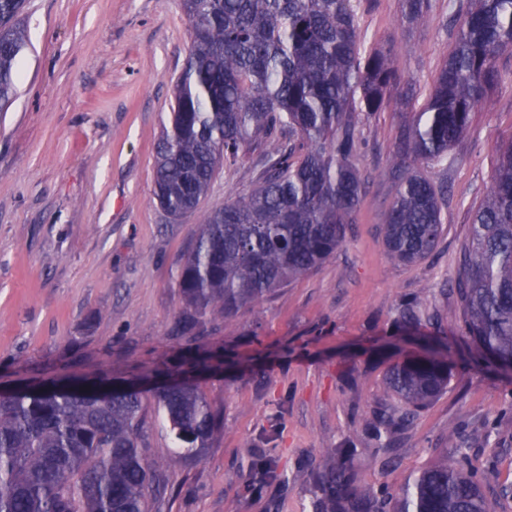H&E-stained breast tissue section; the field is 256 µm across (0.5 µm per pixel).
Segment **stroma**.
I'll return each instance as SVG.
<instances>
[{"label":"stroma","instance_id":"stroma-1","mask_svg":"<svg viewBox=\"0 0 512 512\" xmlns=\"http://www.w3.org/2000/svg\"><path fill=\"white\" fill-rule=\"evenodd\" d=\"M463 2L432 0L410 21L402 0H361L358 23L368 44H393L395 66L425 89L454 44ZM23 19L16 97L0 109V389L105 374L126 382L190 351L207 358L199 381L224 433L200 461L173 458L146 401V454L166 481L153 512H315L308 476L334 448L351 449L371 487L464 448L487 474V495L512 490V375L462 342L450 292L470 210L485 197L497 145L512 138V54L498 58L500 83L459 143L422 167L448 189L432 256L401 265L383 247L395 186L381 172L409 115L378 113L356 125L366 189L335 255L191 338L180 322L183 256L203 213L248 195L258 175L242 157L176 219L154 196L156 148L190 46L181 0H26ZM436 341L451 346L449 385L396 431L398 468L382 472L369 428L380 409L400 410L385 371ZM264 459L275 477L244 494Z\"/></svg>","mask_w":512,"mask_h":512}]
</instances>
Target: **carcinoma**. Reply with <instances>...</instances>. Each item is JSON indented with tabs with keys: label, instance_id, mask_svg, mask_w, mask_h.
I'll return each instance as SVG.
<instances>
[{
	"label": "carcinoma",
	"instance_id": "cac0c4a2",
	"mask_svg": "<svg viewBox=\"0 0 512 512\" xmlns=\"http://www.w3.org/2000/svg\"><path fill=\"white\" fill-rule=\"evenodd\" d=\"M24 0H0V108L14 97L25 46ZM360 0H182L191 25L175 105L155 161V196L173 218L196 209L221 169L251 156L258 186L207 212L178 277L188 330L230 322L309 275L342 245L365 186L358 119L392 103L403 77L393 46L366 49ZM413 20L430 0H404ZM512 53V0H468L455 44L383 175L396 186L382 225L396 261L428 258L443 233V188L421 166L443 159L499 84ZM461 333L482 354L512 359V138L496 153L491 186L471 213L456 284ZM430 353L391 364L385 391L408 419L448 386L447 361ZM86 383L0 396V512H151L163 480L143 448L145 392L92 402ZM174 457L200 460L223 433L195 381L154 392ZM392 415L374 428V460L397 468ZM317 512H505L512 496L484 492L467 449L440 459L398 489L362 486L353 460L313 475Z\"/></svg>",
	"mask_w": 512,
	"mask_h": 512
}]
</instances>
